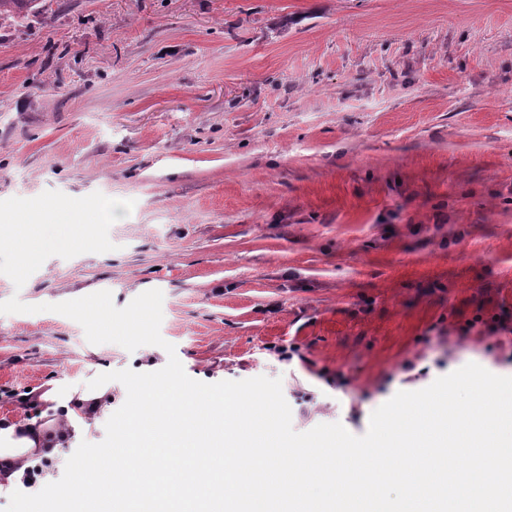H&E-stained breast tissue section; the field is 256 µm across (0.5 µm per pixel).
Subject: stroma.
Returning <instances> with one entry per match:
<instances>
[{"mask_svg": "<svg viewBox=\"0 0 512 512\" xmlns=\"http://www.w3.org/2000/svg\"><path fill=\"white\" fill-rule=\"evenodd\" d=\"M134 200L113 251L0 274V417L160 347L50 306L157 289L185 372L282 380L292 426L512 372V0H52L0 24V200Z\"/></svg>", "mask_w": 512, "mask_h": 512, "instance_id": "1", "label": "stroma"}]
</instances>
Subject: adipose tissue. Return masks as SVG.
I'll return each instance as SVG.
<instances>
[{
	"label": "adipose tissue",
	"mask_w": 512,
	"mask_h": 512,
	"mask_svg": "<svg viewBox=\"0 0 512 512\" xmlns=\"http://www.w3.org/2000/svg\"><path fill=\"white\" fill-rule=\"evenodd\" d=\"M111 401L112 382L102 371L83 389L56 383L27 394L15 416L0 419V488L20 484L33 464L54 460L78 427L95 422Z\"/></svg>",
	"instance_id": "1"
}]
</instances>
